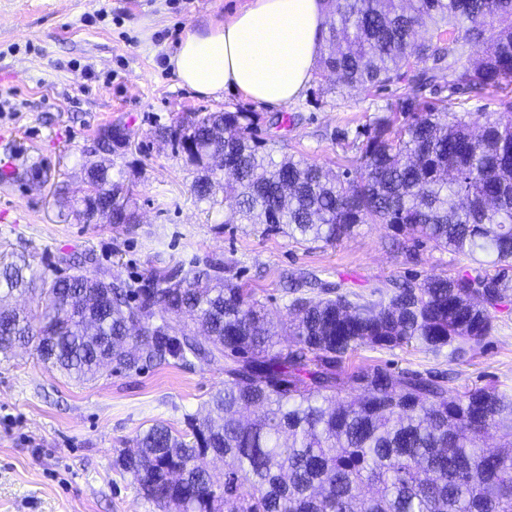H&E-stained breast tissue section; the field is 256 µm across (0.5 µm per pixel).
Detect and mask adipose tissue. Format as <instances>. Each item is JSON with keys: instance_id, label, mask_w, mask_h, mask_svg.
Here are the masks:
<instances>
[{"instance_id": "adipose-tissue-1", "label": "adipose tissue", "mask_w": 512, "mask_h": 512, "mask_svg": "<svg viewBox=\"0 0 512 512\" xmlns=\"http://www.w3.org/2000/svg\"><path fill=\"white\" fill-rule=\"evenodd\" d=\"M326 20L323 0H252L224 23L187 33L169 64L200 96L239 92L283 107L309 85Z\"/></svg>"}]
</instances>
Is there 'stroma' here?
Masks as SVG:
<instances>
[{
	"instance_id": "35a3bbf8",
	"label": "stroma",
	"mask_w": 512,
	"mask_h": 512,
	"mask_svg": "<svg viewBox=\"0 0 512 512\" xmlns=\"http://www.w3.org/2000/svg\"><path fill=\"white\" fill-rule=\"evenodd\" d=\"M248 0H0V256L57 261L94 249L126 280L206 256L230 261L277 322L288 319V274L347 282L373 298L390 279L454 274L466 260L450 251L396 245L385 224H363L335 245L308 249L284 234L229 224L227 202L192 192L196 176L157 127L187 112L259 113L276 153H301L336 171L356 170L358 132L397 106L395 89L326 93L310 82L280 109L242 94L219 100L182 86L168 60L186 34L221 23ZM128 129L112 174L138 193L139 223L80 224L60 217L53 190L81 195L83 167L107 128ZM46 172V181L34 180ZM464 358L449 351L362 348L350 365L443 373L452 391L492 385L512 395V305ZM224 386V365H148L136 373L101 368L78 384L47 368L34 347L0 356V512H156L114 465L126 443L151 425L185 427Z\"/></svg>"
}]
</instances>
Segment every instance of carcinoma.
I'll return each instance as SVG.
<instances>
[{
    "label": "carcinoma",
    "instance_id": "cac0c4a2",
    "mask_svg": "<svg viewBox=\"0 0 512 512\" xmlns=\"http://www.w3.org/2000/svg\"><path fill=\"white\" fill-rule=\"evenodd\" d=\"M317 79L347 87L402 85L401 112L359 146V176L296 154L273 156L254 112H191L155 136L197 171L192 189L235 201L230 223L259 224L299 245L332 246L361 224H387L412 247L469 264L450 276L395 281L379 299L300 277L279 335L251 291L205 257L114 280L97 256L70 273L0 263V353L36 343L61 374L89 381L105 363L224 360V389L187 429L156 424L115 459L158 512H512V396L490 386L448 394L445 380L379 365L352 371L361 347L460 355L493 331L512 302V115L471 127L448 99L423 91L501 94L512 110V0H326ZM483 45L480 54L472 48ZM107 132L87 188L56 202L82 224H134L136 205L112 177ZM39 293L42 309L10 308ZM501 433V449L485 447ZM224 470L203 467L205 457Z\"/></svg>",
    "mask_w": 512,
    "mask_h": 512
}]
</instances>
